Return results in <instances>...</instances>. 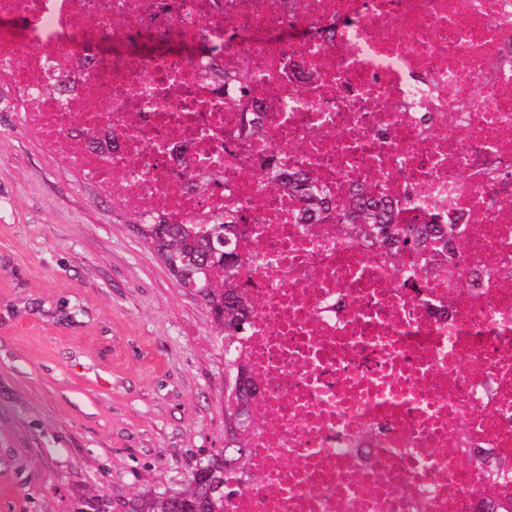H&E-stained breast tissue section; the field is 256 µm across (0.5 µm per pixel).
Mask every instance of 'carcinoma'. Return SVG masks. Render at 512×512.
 <instances>
[{
	"mask_svg": "<svg viewBox=\"0 0 512 512\" xmlns=\"http://www.w3.org/2000/svg\"><path fill=\"white\" fill-rule=\"evenodd\" d=\"M288 191L304 204L305 212L318 213L328 205V201L315 192L304 172L288 177ZM394 213L392 201H378L370 190L362 189L351 211L350 231L356 238L372 241L380 248L387 243H397L401 248H428L432 255H443L445 261H450L448 240L431 238L427 224L396 228L393 231L396 238L390 242L381 238L380 225L393 223ZM142 217L143 213H138L137 232L143 242L159 255L181 287H196L212 313L213 336L224 346V447L247 448L259 421L244 417L249 412L250 395L239 388L243 367L232 345L245 330L242 325L245 308L237 292V280L251 257L234 253L224 259V264H217L210 260L211 253L222 251L224 247L216 239L208 240L207 231L213 225L145 222ZM228 468L240 475L250 473L249 456L232 458L222 453L212 458L174 489L172 498L154 502L151 512H224V471Z\"/></svg>",
	"mask_w": 512,
	"mask_h": 512,
	"instance_id": "obj_1",
	"label": "carcinoma"
}]
</instances>
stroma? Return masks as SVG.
I'll list each match as a JSON object with an SVG mask.
<instances>
[{"label": "stroma", "instance_id": "35a3bbf8", "mask_svg": "<svg viewBox=\"0 0 512 512\" xmlns=\"http://www.w3.org/2000/svg\"><path fill=\"white\" fill-rule=\"evenodd\" d=\"M0 75V512H125L224 446V353L122 194L47 151Z\"/></svg>", "mask_w": 512, "mask_h": 512}]
</instances>
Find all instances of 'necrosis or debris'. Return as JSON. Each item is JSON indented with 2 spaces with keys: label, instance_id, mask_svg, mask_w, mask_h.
Instances as JSON below:
<instances>
[{
  "label": "necrosis or debris",
  "instance_id": "4bbe7bcc",
  "mask_svg": "<svg viewBox=\"0 0 512 512\" xmlns=\"http://www.w3.org/2000/svg\"><path fill=\"white\" fill-rule=\"evenodd\" d=\"M225 66L239 80H201ZM0 69L103 194L170 224L238 216L262 426L224 512H512V0H0ZM295 169L330 203L317 223L268 187ZM355 184L441 225L449 272L351 237Z\"/></svg>",
  "mask_w": 512,
  "mask_h": 512
}]
</instances>
